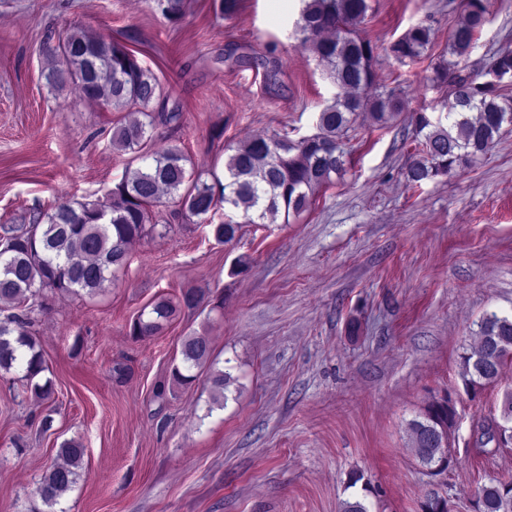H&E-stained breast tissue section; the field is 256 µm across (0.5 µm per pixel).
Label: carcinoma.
<instances>
[{"label":"carcinoma","mask_w":512,"mask_h":512,"mask_svg":"<svg viewBox=\"0 0 512 512\" xmlns=\"http://www.w3.org/2000/svg\"><path fill=\"white\" fill-rule=\"evenodd\" d=\"M171 21L184 16V0H156ZM297 24L303 42L309 44L327 68L338 88L331 102L317 116V132L291 142L277 135L255 136L242 141L224 163V181L209 183L190 167V159L177 146L140 155V163L128 169L122 180L94 200L62 202L31 224L0 228V372L21 373L20 380L42 401L53 398L47 380L34 382L47 370L46 360L30 330L28 313L42 306L47 288L64 294L89 296L111 287L126 264L129 246L142 238L153 223V208L166 197L178 200L186 217L208 223L218 203L242 211L246 223L263 224L279 213L298 215L316 192L332 182L345 164L342 141L357 118L367 113L378 124L394 120L404 111L396 89L374 86L375 47L360 34L370 9L369 0H303ZM488 22L486 0H467L466 14L448 34V53L453 59L437 68V77L450 80L453 103L445 118L436 121L419 112L416 126L424 133L422 156L414 159L406 181L419 187L446 175L491 151L504 125H512V96L501 94L492 83L477 84L455 73L460 59L469 54L477 34ZM431 43L430 29L415 25L391 46L400 62L421 56ZM48 87L57 90L69 83L88 101L118 111H135L137 117L122 122L112 133V145L134 152L149 137L156 116L150 105L161 87L151 69L141 65L127 44L74 28L51 49L45 74ZM239 223L227 219L214 225L217 241H232ZM202 296L194 289L173 301L154 300L147 318H138L132 335L147 339L181 310H195ZM478 346L460 356V378L465 390L475 391L495 383L504 364L512 361V317L487 313L478 322ZM211 357L206 336H188L181 344V362L172 369L173 381L188 385ZM216 397L224 406L225 391L233 383L221 370L208 376ZM456 416L448 394L433 398L407 423L408 444L420 466L440 476L453 464L449 434ZM497 444L496 430L481 419L475 446L483 452ZM63 463L48 468L35 494L56 512L60 499L80 478L84 448L76 440L60 444ZM476 512H512V483L493 477L479 487ZM420 512H452L449 499L438 492L427 494Z\"/></svg>","instance_id":"obj_1"}]
</instances>
